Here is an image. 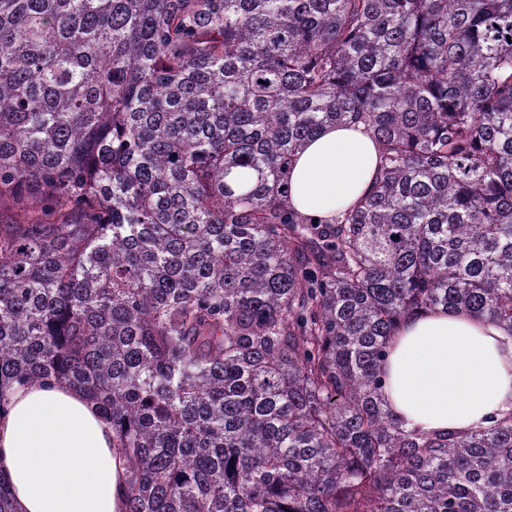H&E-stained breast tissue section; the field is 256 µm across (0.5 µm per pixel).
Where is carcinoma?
<instances>
[{
    "mask_svg": "<svg viewBox=\"0 0 512 512\" xmlns=\"http://www.w3.org/2000/svg\"><path fill=\"white\" fill-rule=\"evenodd\" d=\"M512 0H0V403L77 387L124 512H512V411L394 418L399 325L512 333ZM363 123L374 189L288 204ZM378 167L377 145L362 124L327 126L298 154L289 178L290 204L331 222L372 190Z\"/></svg>",
    "mask_w": 512,
    "mask_h": 512,
    "instance_id": "1",
    "label": "carcinoma"
}]
</instances>
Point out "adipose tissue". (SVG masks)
Masks as SVG:
<instances>
[{
  "mask_svg": "<svg viewBox=\"0 0 512 512\" xmlns=\"http://www.w3.org/2000/svg\"><path fill=\"white\" fill-rule=\"evenodd\" d=\"M379 167L363 125H330L290 173L289 201L329 221L368 194ZM385 396L395 418L423 432L488 426L512 410V336L463 312L406 320L390 344ZM0 479L13 512H123L128 469L112 422L82 390L34 381L0 413Z\"/></svg>",
  "mask_w": 512,
  "mask_h": 512,
  "instance_id": "obj_1",
  "label": "adipose tissue"
}]
</instances>
